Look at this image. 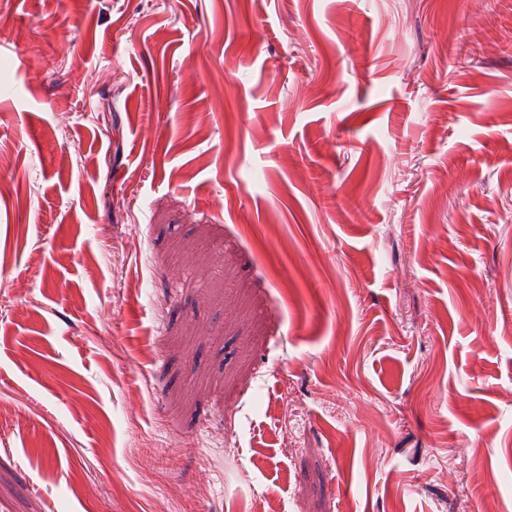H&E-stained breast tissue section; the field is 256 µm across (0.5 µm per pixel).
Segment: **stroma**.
<instances>
[{"label":"stroma","instance_id":"obj_1","mask_svg":"<svg viewBox=\"0 0 512 512\" xmlns=\"http://www.w3.org/2000/svg\"><path fill=\"white\" fill-rule=\"evenodd\" d=\"M0 512H512V0H0Z\"/></svg>","mask_w":512,"mask_h":512}]
</instances>
